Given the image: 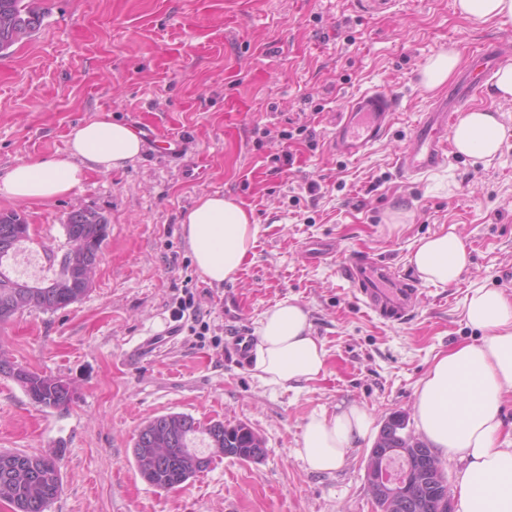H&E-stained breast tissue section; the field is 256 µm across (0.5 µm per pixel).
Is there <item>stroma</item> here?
Instances as JSON below:
<instances>
[{
	"instance_id": "obj_1",
	"label": "stroma",
	"mask_w": 512,
	"mask_h": 512,
	"mask_svg": "<svg viewBox=\"0 0 512 512\" xmlns=\"http://www.w3.org/2000/svg\"><path fill=\"white\" fill-rule=\"evenodd\" d=\"M39 5L41 28L0 57V177L21 160L66 157L70 134L106 116L178 135L183 149L171 158L142 148L124 169L87 173L46 202L0 194V212L30 224L35 254L66 249L72 210L109 224L81 300L0 324V354L74 389L67 408H42L0 376V451L57 456L62 490L48 512H375L365 482L371 442L358 441L331 473L310 471L296 450L311 414L351 404L378 425L404 415L418 433L416 392L436 356L480 335L467 296L497 288L512 297V102L493 103L486 86L473 97L506 130L492 159L452 153L412 180L396 166L422 113L448 94L422 85L427 61L451 48L465 60L490 41L512 61V25L473 24L455 0ZM373 88L398 103L389 131L361 156L336 153L334 114ZM213 193L258 226L241 271L221 285L198 271L183 230L187 212ZM449 229L469 251L460 279L420 282L406 324L369 315L343 277L346 257L363 252L412 276L416 243ZM320 241L329 254L308 259ZM187 290L197 315L175 320ZM286 298L308 311L328 351L325 374L297 390L264 385L230 344ZM196 324L204 336L192 334ZM167 413L246 425L265 453L156 489L133 446L147 421Z\"/></svg>"
}]
</instances>
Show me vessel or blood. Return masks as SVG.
Returning <instances> with one entry per match:
<instances>
[{"instance_id":"b4317fda","label":"vessel or blood","mask_w":512,"mask_h":512,"mask_svg":"<svg viewBox=\"0 0 512 512\" xmlns=\"http://www.w3.org/2000/svg\"><path fill=\"white\" fill-rule=\"evenodd\" d=\"M498 65L495 48L484 45L461 83L431 111L423 113L414 129L413 150L399 159V166L407 175L427 172L445 161L450 148L449 129L459 112L467 108L474 90L493 78ZM394 112L392 96L377 89L354 99L348 110L335 118L336 133L332 145L336 152L362 155L384 136ZM342 271L357 299L378 320L392 325L409 320L418 288L394 266L354 253L348 256Z\"/></svg>"}]
</instances>
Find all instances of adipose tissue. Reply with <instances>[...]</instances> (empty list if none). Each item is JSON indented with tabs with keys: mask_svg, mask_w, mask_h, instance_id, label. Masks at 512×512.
Segmentation results:
<instances>
[{
	"mask_svg": "<svg viewBox=\"0 0 512 512\" xmlns=\"http://www.w3.org/2000/svg\"><path fill=\"white\" fill-rule=\"evenodd\" d=\"M504 135L493 111L477 109L454 126L452 142L461 154L488 158ZM140 150V139L128 125L93 120L71 133L67 157L17 162L0 178V193L22 203L48 201L71 192L87 172L124 168ZM184 224L199 272L218 285L234 280L258 234L247 211L214 193L198 201ZM409 261L423 280L445 286L458 281L468 253L456 233L445 231L421 239ZM466 308L483 334L478 342L457 345L435 358L416 393L415 416L431 448L442 458L466 463L459 488L461 512H512V448L500 445L502 406L512 394V298L479 288L468 296ZM256 335L253 370L264 385L296 389L324 373L327 350L294 299L267 310ZM373 435L369 413L351 404L333 415H311L297 454L311 471L333 472L356 441Z\"/></svg>",
	"mask_w": 512,
	"mask_h": 512,
	"instance_id": "obj_1",
	"label": "adipose tissue"
}]
</instances>
